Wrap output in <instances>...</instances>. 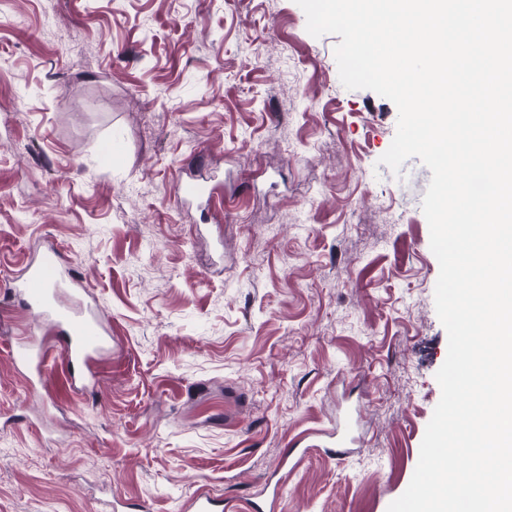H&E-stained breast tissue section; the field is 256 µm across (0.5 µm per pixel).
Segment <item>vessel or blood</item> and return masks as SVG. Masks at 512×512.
<instances>
[{"instance_id": "b4317fda", "label": "vessel or blood", "mask_w": 512, "mask_h": 512, "mask_svg": "<svg viewBox=\"0 0 512 512\" xmlns=\"http://www.w3.org/2000/svg\"><path fill=\"white\" fill-rule=\"evenodd\" d=\"M215 191L209 182L181 179L175 185L178 202L200 201L212 203ZM72 270L63 255L55 248L45 249L29 263L12 291L18 295L32 324L52 323L60 332L58 367L69 388L89 389L96 384V373L91 363L105 342V328L91 308L77 307L62 301L60 287L74 284ZM9 355L14 364L28 372L36 384L47 385L50 379L51 352L31 337L11 345ZM355 441L351 425L336 429V446L328 456L343 460Z\"/></svg>"}]
</instances>
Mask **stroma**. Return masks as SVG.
Listing matches in <instances>:
<instances>
[{
  "label": "stroma",
  "instance_id": "obj_1",
  "mask_svg": "<svg viewBox=\"0 0 512 512\" xmlns=\"http://www.w3.org/2000/svg\"><path fill=\"white\" fill-rule=\"evenodd\" d=\"M340 41L295 0H0V512H177L269 475L275 512L406 490L448 350L432 173L380 164L398 111L343 86ZM182 177L222 192L178 206ZM49 244L108 333L95 391L52 401L7 352ZM355 441L353 429L348 422L344 426H336V448H328V457L332 460H343L351 452Z\"/></svg>",
  "mask_w": 512,
  "mask_h": 512
}]
</instances>
